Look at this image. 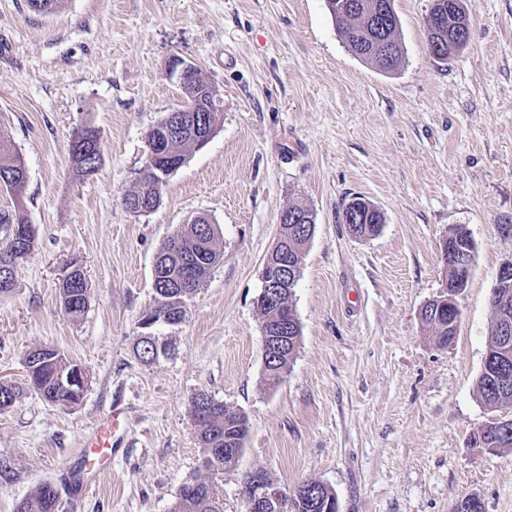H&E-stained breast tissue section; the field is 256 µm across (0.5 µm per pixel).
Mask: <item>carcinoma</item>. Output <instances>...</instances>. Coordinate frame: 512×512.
<instances>
[{
	"label": "carcinoma",
	"mask_w": 512,
	"mask_h": 512,
	"mask_svg": "<svg viewBox=\"0 0 512 512\" xmlns=\"http://www.w3.org/2000/svg\"><path fill=\"white\" fill-rule=\"evenodd\" d=\"M353 0H326L327 10L337 31L346 41L352 52L360 59L375 64L384 72L398 69L404 48L397 32L400 21L395 10L394 0H361L370 5L368 9L352 8ZM63 0H28L33 11L50 15L61 8ZM442 18L443 26L428 29V47L430 54L439 61L463 50L468 42L460 39V32L471 28L470 16L463 0H432L430 16ZM101 142L95 136L88 143L87 153L69 151L72 169L77 176L94 172L101 161ZM24 162L6 142L0 143V173L11 170L16 177L0 186L7 191L20 195L23 193L27 175L21 171ZM165 181L138 179L136 190L123 196V205L133 200H153L161 202ZM373 204L360 196L346 203L343 214L357 213L356 224H367L369 230L377 232L376 224L383 216L372 210ZM27 220L20 212L0 209V230L7 239L0 243V251L12 248L8 235L13 227L22 226ZM195 234H172L163 243L158 256L165 268L164 285L157 288L156 305L147 314L158 323L172 319L183 320L185 302L204 284L211 269L219 262L220 253L216 247H207L200 243L205 238L215 240V226L205 220L196 225ZM78 281L71 285L60 286V298L64 312L73 319L81 317L89 301L88 278L85 273H74ZM301 340V326H296L288 353L279 355L264 370L268 386L280 383L295 356ZM135 353L145 364L154 363L159 357L156 337L136 336ZM40 364V377L36 385H28L43 400L51 404L67 406L76 402L62 387L59 376L68 374L74 364L67 361L58 350L40 353L32 350L27 353L25 364L31 358ZM477 393L484 404L497 410L512 411V357L506 361L494 360L483 367L476 383ZM192 414L198 427L202 445V468L207 477H195L183 484L174 505L173 512H223L219 488L214 482L217 476L231 469L237 463L234 457L214 454V448H234L236 440L247 434V419L236 410H228L224 403L215 400L207 393L196 394L191 401ZM482 449L497 452L503 448H512V423L507 426H490L484 436ZM58 492L49 484L39 487L18 506V512H57ZM336 493L329 486L316 481L304 482L298 493L291 499L290 512H326Z\"/></svg>",
	"instance_id": "cac0c4a2"
}]
</instances>
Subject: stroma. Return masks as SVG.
Segmentation results:
<instances>
[{
	"label": "stroma",
	"mask_w": 512,
	"mask_h": 512,
	"mask_svg": "<svg viewBox=\"0 0 512 512\" xmlns=\"http://www.w3.org/2000/svg\"><path fill=\"white\" fill-rule=\"evenodd\" d=\"M432 0H395L404 47L385 73L339 36L325 0H65L56 14L0 0V139L23 158L21 206L35 242L0 298V379L23 382L25 354L56 348L81 366L73 406L23 391L0 411V512L39 485L58 512H172L200 475L191 413L198 392L242 412L248 434L217 480L224 512H245L246 472L291 490L316 480L339 512H452L478 497L512 512V451L481 452L491 413L479 399L493 320L489 302L512 257V0H466L472 39L441 62L427 46ZM203 69L222 101L209 142L168 175L161 205L123 203L147 158V134L183 103L171 58ZM95 129L102 163L71 171L76 128ZM361 196L385 216L351 235L345 203ZM309 208L293 303L301 340L281 384L263 379L254 301L279 215ZM222 252L186 316L156 328L167 352L133 350L153 307V266L167 237L197 217ZM465 227L472 273L457 334L439 345L420 311L447 286L442 245ZM85 267L88 309L72 319L59 287ZM124 438L110 463L85 472L86 438L111 406Z\"/></svg>",
	"instance_id": "obj_1"
}]
</instances>
